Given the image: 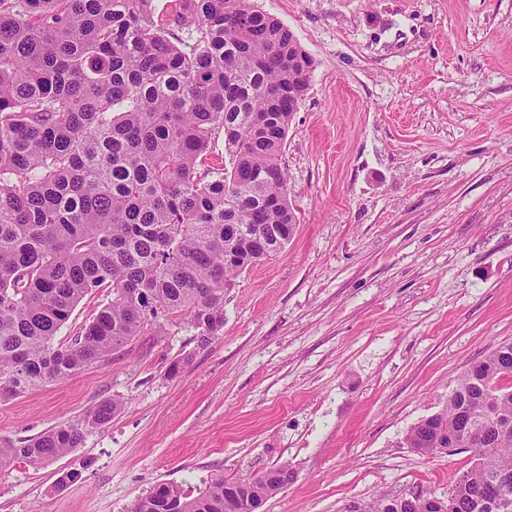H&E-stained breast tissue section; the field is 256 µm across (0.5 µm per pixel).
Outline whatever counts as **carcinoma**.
<instances>
[{"instance_id": "carcinoma-1", "label": "carcinoma", "mask_w": 512, "mask_h": 512, "mask_svg": "<svg viewBox=\"0 0 512 512\" xmlns=\"http://www.w3.org/2000/svg\"><path fill=\"white\" fill-rule=\"evenodd\" d=\"M311 60L251 0H0V384L13 398L104 360L153 325L186 320L199 343L224 329V281L268 257L254 232L290 223L281 158ZM229 129V166L199 171ZM234 255L240 268L224 264ZM107 291L80 331L75 307ZM512 342L461 375L409 446L440 432L474 453L448 494L460 512L512 500ZM117 404L90 414L101 425ZM496 417L500 426L484 428ZM75 426L18 443L0 470L40 469L78 447ZM217 475L192 497L159 485L130 512H238L268 500L269 474Z\"/></svg>"}]
</instances>
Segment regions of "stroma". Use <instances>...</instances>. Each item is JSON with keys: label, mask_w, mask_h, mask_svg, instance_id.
<instances>
[{"label": "stroma", "mask_w": 512, "mask_h": 512, "mask_svg": "<svg viewBox=\"0 0 512 512\" xmlns=\"http://www.w3.org/2000/svg\"><path fill=\"white\" fill-rule=\"evenodd\" d=\"M252 2L313 61L281 159L294 234L225 288L209 345L172 320L0 401V437L84 433L0 471V512H128L160 483L282 463L265 512H363L472 465L405 436L512 342V0Z\"/></svg>", "instance_id": "1"}]
</instances>
